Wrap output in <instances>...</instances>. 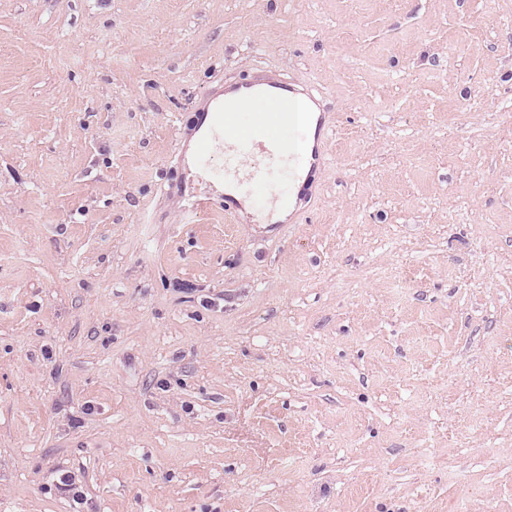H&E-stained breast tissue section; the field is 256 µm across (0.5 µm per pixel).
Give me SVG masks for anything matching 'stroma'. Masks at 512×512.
Listing matches in <instances>:
<instances>
[{
    "instance_id": "obj_1",
    "label": "stroma",
    "mask_w": 512,
    "mask_h": 512,
    "mask_svg": "<svg viewBox=\"0 0 512 512\" xmlns=\"http://www.w3.org/2000/svg\"><path fill=\"white\" fill-rule=\"evenodd\" d=\"M252 72L307 199L180 223ZM0 512H512V0H0ZM279 108V100L273 98H265L254 101H246L237 104L225 112H233L234 114L227 118L226 126H224V103L220 104L216 110V115L220 116V120L215 122L212 128V134L209 137L200 140L201 147L199 153L203 156L211 154L217 147L224 149V131L228 137H232L242 128L238 123L239 112H276Z\"/></svg>"
}]
</instances>
